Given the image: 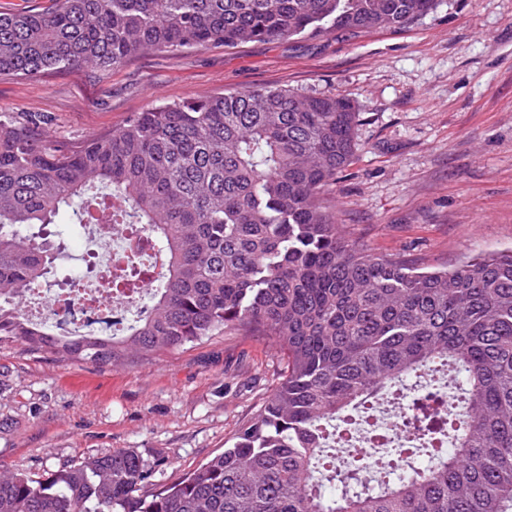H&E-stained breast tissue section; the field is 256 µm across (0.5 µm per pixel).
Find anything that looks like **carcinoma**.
Instances as JSON below:
<instances>
[{
    "instance_id": "cac0c4a2",
    "label": "carcinoma",
    "mask_w": 512,
    "mask_h": 512,
    "mask_svg": "<svg viewBox=\"0 0 512 512\" xmlns=\"http://www.w3.org/2000/svg\"><path fill=\"white\" fill-rule=\"evenodd\" d=\"M438 0H55L0 12V77L106 71L149 51L402 28ZM343 97L287 88L190 97L58 142L0 119V345L126 367L228 330L288 371L224 451L148 489L131 449L36 478L0 473V512H512V250L426 271L338 230L322 194L356 151ZM105 186L109 192L89 194ZM135 224L165 257L151 305L116 334L53 333L23 301L60 214ZM448 366V394L413 381ZM411 399L413 441L336 462L338 423Z\"/></svg>"
}]
</instances>
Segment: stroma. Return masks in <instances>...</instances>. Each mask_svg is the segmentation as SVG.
<instances>
[{"instance_id": "stroma-1", "label": "stroma", "mask_w": 512, "mask_h": 512, "mask_svg": "<svg viewBox=\"0 0 512 512\" xmlns=\"http://www.w3.org/2000/svg\"><path fill=\"white\" fill-rule=\"evenodd\" d=\"M264 87L338 95L360 114L358 150L325 190L356 246L446 269L512 249V0H441L401 29L230 48L149 52L99 72L0 78V117L81 141L133 113ZM48 284L84 267L92 234L70 231ZM287 367L264 336L229 330L123 369L0 347V471L38 476L131 448L170 483L221 452Z\"/></svg>"}]
</instances>
